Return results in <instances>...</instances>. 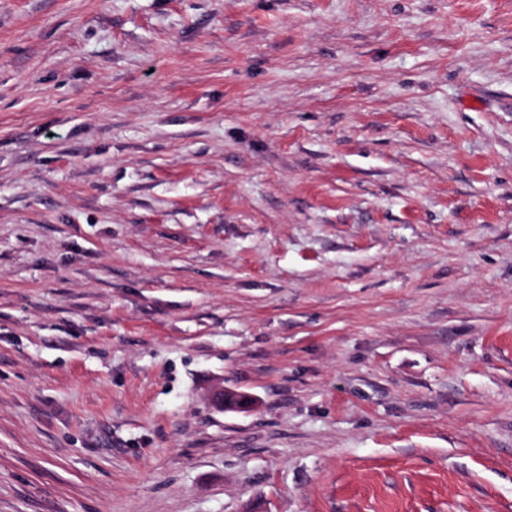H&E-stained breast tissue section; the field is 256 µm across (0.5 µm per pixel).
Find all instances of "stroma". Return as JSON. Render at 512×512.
Returning a JSON list of instances; mask_svg holds the SVG:
<instances>
[{
  "label": "stroma",
  "instance_id": "stroma-1",
  "mask_svg": "<svg viewBox=\"0 0 512 512\" xmlns=\"http://www.w3.org/2000/svg\"><path fill=\"white\" fill-rule=\"evenodd\" d=\"M249 506L512 512V0H0V512ZM215 402L220 408L224 409H248L253 406L251 396L233 390H225L224 388L215 394Z\"/></svg>",
  "mask_w": 512,
  "mask_h": 512
}]
</instances>
